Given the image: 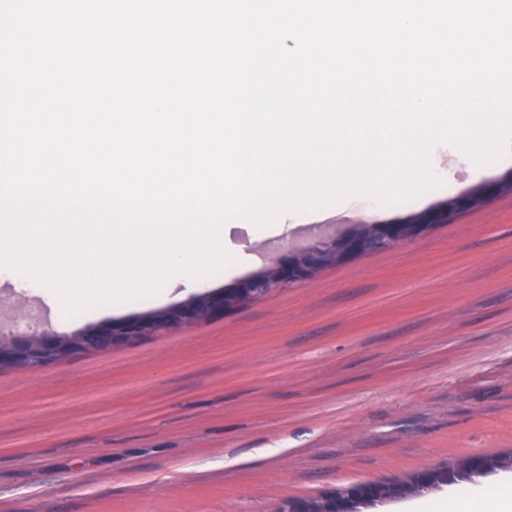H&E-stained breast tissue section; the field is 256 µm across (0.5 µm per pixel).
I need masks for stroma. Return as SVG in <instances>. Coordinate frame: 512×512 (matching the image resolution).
Listing matches in <instances>:
<instances>
[{
	"label": "stroma",
	"instance_id": "obj_1",
	"mask_svg": "<svg viewBox=\"0 0 512 512\" xmlns=\"http://www.w3.org/2000/svg\"><path fill=\"white\" fill-rule=\"evenodd\" d=\"M441 184L401 206L353 196L276 234L227 230L250 266L66 315L0 269V305L71 334L234 287L265 247L327 227L425 224L234 315L40 373L0 374V512H274L361 482L512 451V147L478 166L436 144Z\"/></svg>",
	"mask_w": 512,
	"mask_h": 512
}]
</instances>
